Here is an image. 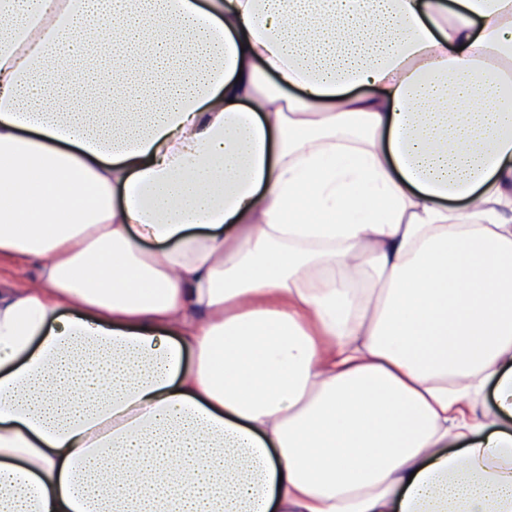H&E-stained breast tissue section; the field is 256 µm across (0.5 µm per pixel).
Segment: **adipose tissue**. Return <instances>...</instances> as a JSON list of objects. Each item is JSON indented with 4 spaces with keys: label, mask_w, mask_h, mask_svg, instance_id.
<instances>
[{
    "label": "adipose tissue",
    "mask_w": 512,
    "mask_h": 512,
    "mask_svg": "<svg viewBox=\"0 0 512 512\" xmlns=\"http://www.w3.org/2000/svg\"><path fill=\"white\" fill-rule=\"evenodd\" d=\"M1 258L0 512H512V0H0Z\"/></svg>",
    "instance_id": "adipose-tissue-1"
}]
</instances>
